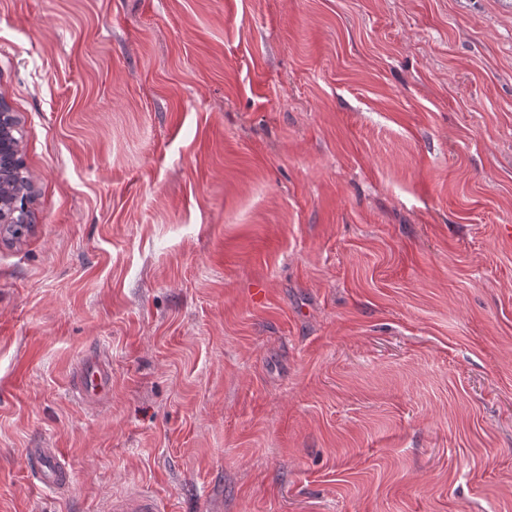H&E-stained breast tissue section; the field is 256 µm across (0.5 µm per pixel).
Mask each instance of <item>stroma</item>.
I'll use <instances>...</instances> for the list:
<instances>
[{
	"instance_id": "stroma-1",
	"label": "stroma",
	"mask_w": 512,
	"mask_h": 512,
	"mask_svg": "<svg viewBox=\"0 0 512 512\" xmlns=\"http://www.w3.org/2000/svg\"><path fill=\"white\" fill-rule=\"evenodd\" d=\"M0 98V512H512V0H0ZM17 117L8 104L0 100V224H22L27 219L19 215L12 196L15 195L14 176L21 172V146L14 135ZM72 387L82 401L96 404L112 389V367L101 355L89 354L77 365ZM29 458L34 463L33 475L40 484L57 492H68L71 487V475L54 448L29 449Z\"/></svg>"
}]
</instances>
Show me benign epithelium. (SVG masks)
Wrapping results in <instances>:
<instances>
[{
	"instance_id": "1",
	"label": "benign epithelium",
	"mask_w": 512,
	"mask_h": 512,
	"mask_svg": "<svg viewBox=\"0 0 512 512\" xmlns=\"http://www.w3.org/2000/svg\"><path fill=\"white\" fill-rule=\"evenodd\" d=\"M17 117L8 104L0 100V224H25L12 196L15 195L14 176L21 172V146L14 135Z\"/></svg>"
}]
</instances>
